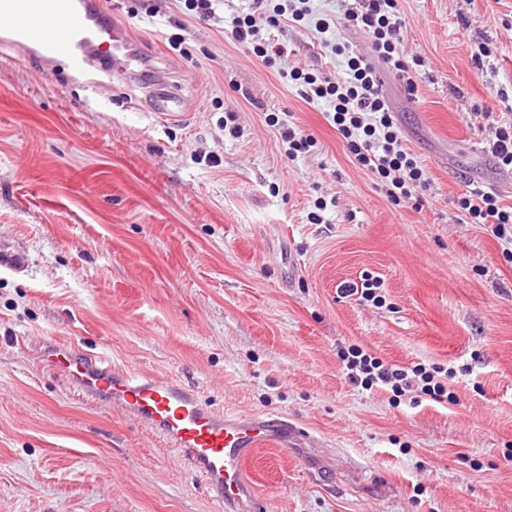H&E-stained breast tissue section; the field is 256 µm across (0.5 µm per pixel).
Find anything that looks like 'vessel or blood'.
<instances>
[{"label":"vessel or blood","instance_id":"1","mask_svg":"<svg viewBox=\"0 0 512 512\" xmlns=\"http://www.w3.org/2000/svg\"><path fill=\"white\" fill-rule=\"evenodd\" d=\"M0 45L64 65L107 87L140 76L151 111L177 117L182 104L169 73L114 19L102 0H0ZM45 365L62 372L85 397L112 404L177 448L224 512H265L252 491L247 461L257 449L305 448L314 438L287 415L240 416L207 405L180 377L164 379L112 368L100 356L54 341L41 347Z\"/></svg>","mask_w":512,"mask_h":512}]
</instances>
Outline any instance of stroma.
Masks as SVG:
<instances>
[{"label": "stroma", "instance_id": "obj_1", "mask_svg": "<svg viewBox=\"0 0 512 512\" xmlns=\"http://www.w3.org/2000/svg\"><path fill=\"white\" fill-rule=\"evenodd\" d=\"M104 2L169 69L183 115L0 47V251L22 259L0 267V512H224L177 449L50 372L35 349L50 340L305 428L316 447L249 464L268 512H512V244L457 206L490 187L512 206V170L484 147L512 120V0H402L415 87L376 69L430 184L399 206L286 77L297 61L339 72L336 42L370 56L343 24L361 0L281 20L290 53L271 63L230 33L250 0H217L208 21L182 0L153 19V0ZM275 118L313 147L288 159ZM368 274L382 307L341 292ZM349 345L453 368L452 402L352 385Z\"/></svg>", "mask_w": 512, "mask_h": 512}]
</instances>
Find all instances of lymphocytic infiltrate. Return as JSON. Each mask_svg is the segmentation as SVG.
I'll list each match as a JSON object with an SVG mask.
<instances>
[{"label":"lymphocytic infiltrate","instance_id":"lymphocytic-infiltrate-1","mask_svg":"<svg viewBox=\"0 0 512 512\" xmlns=\"http://www.w3.org/2000/svg\"><path fill=\"white\" fill-rule=\"evenodd\" d=\"M265 0H253L250 13L231 22V35L240 44L250 46L263 60L286 55L288 48L274 31L281 17L300 21L310 14V0H281L273 11H266ZM344 24L366 32L375 57L411 81L420 66V58L408 59L399 52L405 24L400 0H362L360 12L345 16ZM343 58L341 77H315L293 68L290 77L298 81L299 94L311 104H330L332 122L347 143L356 162L366 168L396 205L418 200L428 179L423 167L402 142L381 94L374 66L346 45L335 48ZM460 211L475 224L491 225L493 233L512 244V207L502 205L490 192L472 190L458 199ZM348 380L365 390L380 388L399 397L416 390L419 398L442 403L451 400L448 381L451 369L422 363L411 367L389 365L352 345L339 351Z\"/></svg>","mask_w":512,"mask_h":512}]
</instances>
